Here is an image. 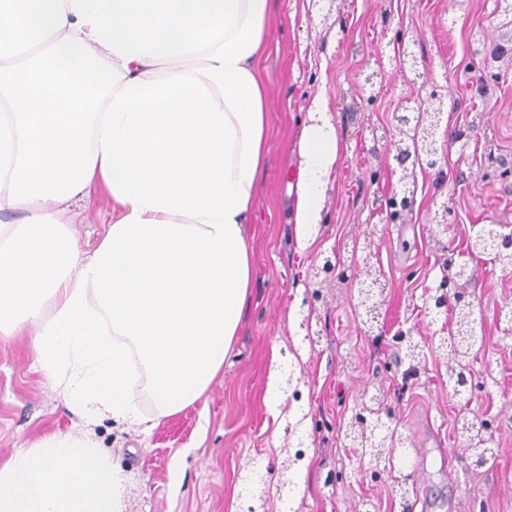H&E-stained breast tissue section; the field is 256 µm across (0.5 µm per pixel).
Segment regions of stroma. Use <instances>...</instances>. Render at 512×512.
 <instances>
[{
  "mask_svg": "<svg viewBox=\"0 0 512 512\" xmlns=\"http://www.w3.org/2000/svg\"><path fill=\"white\" fill-rule=\"evenodd\" d=\"M504 10V0H276L259 68L270 152L247 228L250 303L223 374L198 401L147 436L108 415L97 420L94 438L125 478L121 512H419L424 496L448 512L444 447L460 472L461 512H512V268L470 250L481 225L512 232V62L490 60L486 39ZM402 46L415 61L400 71ZM448 86L439 130L447 159L417 168L413 208L389 217L385 200L400 188L384 137L390 114L402 99L426 101ZM319 97L339 159L316 244L302 252L287 189ZM443 204L448 230L439 234L433 217ZM62 219L93 251L112 222V198L93 190ZM331 253L338 270L317 282L311 273ZM448 253L468 266L479 337L463 394L449 386L438 347L454 315L430 308ZM367 262L383 301L371 323L358 296ZM411 344L419 358L407 357ZM274 350L299 389L276 419L263 400ZM33 361L27 334L0 339V463L78 423ZM368 400L404 439L395 472L373 474L347 437ZM464 417L488 422L484 465L464 447ZM299 448L298 480L281 494L278 474Z\"/></svg>",
  "mask_w": 512,
  "mask_h": 512,
  "instance_id": "stroma-1",
  "label": "stroma"
}]
</instances>
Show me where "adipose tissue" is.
<instances>
[{"label":"adipose tissue","mask_w":512,"mask_h":512,"mask_svg":"<svg viewBox=\"0 0 512 512\" xmlns=\"http://www.w3.org/2000/svg\"><path fill=\"white\" fill-rule=\"evenodd\" d=\"M272 13L273 0H0V213L22 216L0 224V338L29 332L84 423L108 414L150 434L224 367L268 162L257 67ZM300 157L306 250L339 158L324 100ZM96 185L116 216L88 253L61 216ZM122 491L85 433L0 465V512H121Z\"/></svg>","instance_id":"ef3b65f1"}]
</instances>
